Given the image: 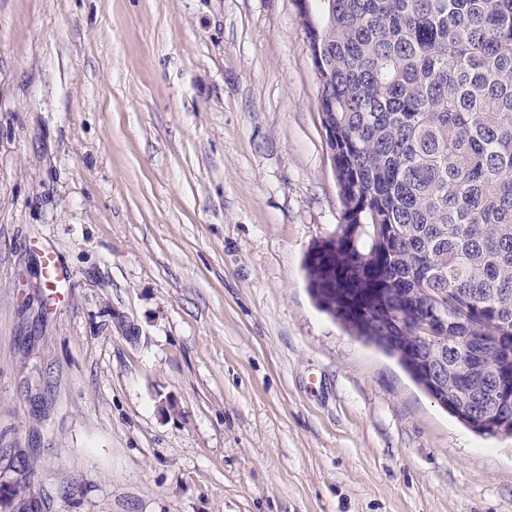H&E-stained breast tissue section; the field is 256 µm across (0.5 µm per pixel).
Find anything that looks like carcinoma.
<instances>
[{
    "label": "carcinoma",
    "instance_id": "carcinoma-1",
    "mask_svg": "<svg viewBox=\"0 0 512 512\" xmlns=\"http://www.w3.org/2000/svg\"><path fill=\"white\" fill-rule=\"evenodd\" d=\"M317 2L344 212L306 256L309 287L401 361L427 332L390 313L440 315L448 411L497 436L512 426V0Z\"/></svg>",
    "mask_w": 512,
    "mask_h": 512
}]
</instances>
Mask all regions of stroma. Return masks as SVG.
<instances>
[{
    "mask_svg": "<svg viewBox=\"0 0 512 512\" xmlns=\"http://www.w3.org/2000/svg\"><path fill=\"white\" fill-rule=\"evenodd\" d=\"M318 112L294 0H0V466L44 512H512V437L310 295Z\"/></svg>",
    "mask_w": 512,
    "mask_h": 512,
    "instance_id": "1",
    "label": "stroma"
}]
</instances>
